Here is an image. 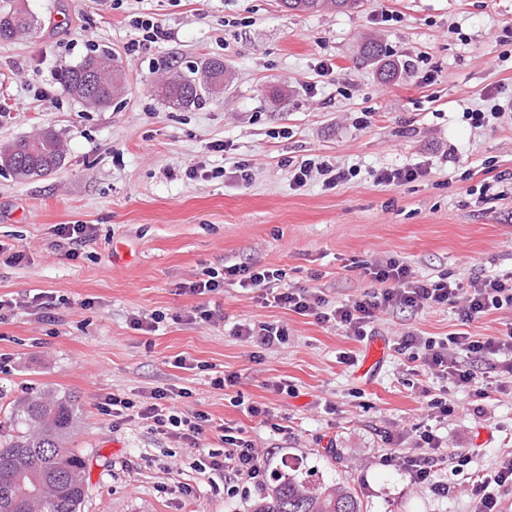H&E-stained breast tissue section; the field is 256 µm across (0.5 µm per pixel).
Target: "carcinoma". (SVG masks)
I'll return each mask as SVG.
<instances>
[{
    "mask_svg": "<svg viewBox=\"0 0 512 512\" xmlns=\"http://www.w3.org/2000/svg\"><path fill=\"white\" fill-rule=\"evenodd\" d=\"M358 0H282L285 8L302 13L351 11ZM38 28L27 0H0V33L13 40ZM363 57L378 65L386 81L399 72L395 61L376 40L362 47ZM96 73L100 94L89 96L80 73ZM63 89L85 106L103 109L124 89V70L112 53L93 52L59 74ZM224 63L210 59L189 75L175 74L158 84L167 101L178 108L224 95ZM65 160L59 135L45 129L0 147V169L19 179L40 177L60 168ZM78 402L72 395L27 400L17 407L26 430L0 443V512H81L88 495L81 456L66 448L65 440L77 421ZM253 512H363L357 494L347 485L312 487L299 477V466L283 459L266 494Z\"/></svg>",
    "mask_w": 512,
    "mask_h": 512,
    "instance_id": "cac0c4a2",
    "label": "carcinoma"
}]
</instances>
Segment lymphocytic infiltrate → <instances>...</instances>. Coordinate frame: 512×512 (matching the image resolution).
Instances as JSON below:
<instances>
[{
    "label": "lymphocytic infiltrate",
    "mask_w": 512,
    "mask_h": 512,
    "mask_svg": "<svg viewBox=\"0 0 512 512\" xmlns=\"http://www.w3.org/2000/svg\"><path fill=\"white\" fill-rule=\"evenodd\" d=\"M368 274L378 287L360 299L329 304L318 291L310 288H285L281 282L283 270L260 266L230 265L223 270H204L198 279L186 285L194 295H207L226 285H236L257 292L262 302L303 316L314 317L319 323L345 329L355 340H364L379 315L388 311L410 308H440L453 306L462 324L479 321L492 311L512 310V271L488 272L468 281L415 275L411 267L393 259L369 265ZM398 350L411 351L419 363V373L425 377L448 382L468 391L477 400L493 395L486 376L474 369L477 361H493L501 373L512 375V323L498 336H475L462 331L444 337H421L413 333L400 337ZM113 417L118 421L138 419L157 434L171 436L191 445H198L205 432L207 418L176 406L170 390L154 391L150 401L134 402L120 396L106 398ZM219 448L209 449L202 468L229 472L246 477L254 492L265 488L266 452L257 448L254 440L244 436L242 429L219 425ZM417 454L404 457L402 468L412 485L430 491L443 492L444 484L435 482L440 463L447 461L448 450L431 427L417 432ZM512 491V457L502 461L493 474L481 475L472 483L476 501L475 512H500V497Z\"/></svg>",
    "instance_id": "lymphocytic-infiltrate-1"
}]
</instances>
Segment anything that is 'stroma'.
Listing matches in <instances>:
<instances>
[{
  "instance_id": "obj_1",
  "label": "stroma",
  "mask_w": 512,
  "mask_h": 512,
  "mask_svg": "<svg viewBox=\"0 0 512 512\" xmlns=\"http://www.w3.org/2000/svg\"><path fill=\"white\" fill-rule=\"evenodd\" d=\"M27 3L41 29L0 42V100L10 107L0 145L50 128L66 159L33 179L0 171V243L25 253L0 263V299L15 304L0 319V439L21 430L13 410L23 400L77 396L68 446L86 461L82 512H252L253 498L227 496L223 473L199 467L222 423L270 449L268 470L287 455L313 484L354 487L363 512H474L473 479L512 454V377L478 363L499 392L480 403L449 391L455 410L434 423L408 354L394 349L410 332L460 330L453 309L380 315L373 336L384 356L364 375L370 342L344 329L242 288L204 300L180 287L207 268L268 266L285 270V286L317 289L333 304L375 289L368 263L396 259L420 276L461 280L512 270V111L480 127L464 117L512 98V0H362L319 13L280 0ZM138 17L168 38L142 45ZM370 37L399 62L396 80L361 60ZM101 49L117 56L127 84L97 110L69 96L58 74ZM211 58L230 75L223 98L177 108L156 94L167 72ZM215 141L228 152L212 151ZM312 157L357 175L332 190L318 178L294 186L292 168ZM415 163L427 173L411 183L372 177ZM202 165L223 177H206ZM61 224L94 227L77 257L57 235ZM39 293L52 296L51 313L31 306ZM204 301L218 322H183ZM141 313L163 314L157 331L133 329ZM244 320L286 325L287 343L252 358L230 334ZM181 358L190 368L177 367ZM226 373L238 384L217 388ZM279 381L290 393L272 390ZM162 388L185 390L179 406L208 416L204 446L115 423L102 408L106 396L143 401ZM253 402L265 418L247 413ZM426 424L449 455L469 458L439 467L445 494L411 485L395 463L416 453L415 430Z\"/></svg>"
}]
</instances>
